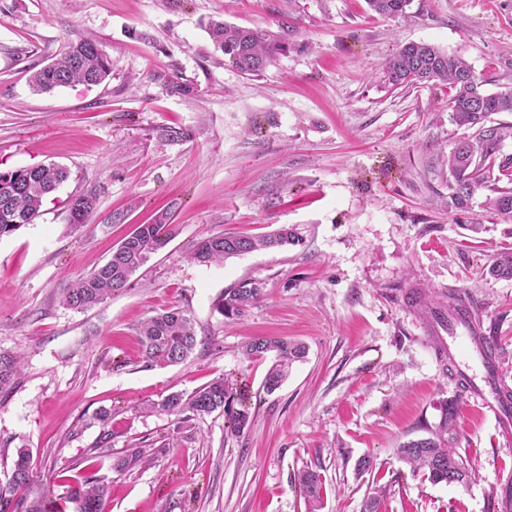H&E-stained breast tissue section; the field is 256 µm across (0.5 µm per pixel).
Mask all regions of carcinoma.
Masks as SVG:
<instances>
[{"label": "carcinoma", "instance_id": "cac0c4a2", "mask_svg": "<svg viewBox=\"0 0 512 512\" xmlns=\"http://www.w3.org/2000/svg\"><path fill=\"white\" fill-rule=\"evenodd\" d=\"M370 11L386 17L405 12L410 0H365ZM208 34L216 50L224 55V63L247 74H257L277 56L296 48V44L268 31L241 28L224 21H212ZM112 74V60L92 36L80 35L69 41L64 52L31 72L29 86L36 93L58 87L82 84L98 85ZM385 82L393 88L417 84H444L453 94L449 101L450 118L471 134L448 154V211L470 207L476 194L486 192L481 202L489 214L512 220V159L500 158L502 143L512 137V124L493 123L491 115L512 112V87L496 93L483 90L484 80L460 57L428 43L403 45L384 65ZM189 128L167 127L159 137L170 143L191 140ZM67 168L55 163L0 171V238L15 233L25 224H33L42 215L43 200L68 180ZM97 209L93 194H78L67 202L68 221L75 226L90 223ZM167 215H159L150 224H140L126 237L107 261L90 274L66 282L60 288L63 305L87 310L102 303L112 291L128 279L164 247L174 227L166 223ZM302 237L293 229L282 227L271 234L247 237L234 234L212 235L201 239L190 259L210 265L231 256L258 250L298 246ZM489 274L512 280V248L499 251L488 268ZM262 296L259 282L248 280L225 292L216 302L217 311L227 318L242 316ZM142 357L154 366H168L185 360L196 348L197 337L191 317L183 310L171 308L143 320L138 328ZM269 352L276 360L268 370L263 389H278L290 366L306 356V346L275 337H256L245 345L247 358H261ZM21 359L0 352V391L9 388L19 374ZM247 397L227 377H218L188 396L172 394L158 403H148L143 410H159L174 415L181 422L202 418L217 410L224 412L230 432L243 434L250 423ZM458 406L445 404L439 430L427 438L409 440L396 448L398 460L412 471H421L435 483L466 485L474 472L468 461L452 448L445 437L451 429ZM33 466L28 449L16 452L10 478V489L29 487L33 482ZM299 490L311 512L324 506L326 486L313 469L295 476ZM110 489L101 483L87 465L84 476L67 487L63 496L46 494L30 501L24 512H105Z\"/></svg>", "mask_w": 512, "mask_h": 512}]
</instances>
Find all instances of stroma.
<instances>
[{"label": "stroma", "mask_w": 512, "mask_h": 512, "mask_svg": "<svg viewBox=\"0 0 512 512\" xmlns=\"http://www.w3.org/2000/svg\"><path fill=\"white\" fill-rule=\"evenodd\" d=\"M289 35L296 44L259 74L225 65L209 21ZM82 33L112 60L102 84L33 92L31 70ZM424 42L464 59L496 92L512 86V0H411L385 18L365 0H0V169L58 163L67 182L36 223L0 238V352L23 367L0 392V489L18 448L32 455L29 496L61 495L86 462L111 488L106 512H308L294 476L325 480L322 512H499L512 487V427L462 396L458 366L428 330L430 310L459 292L497 345L512 389V281L490 277L512 223L480 206L448 212L451 122L440 84L391 89L386 60ZM179 80L192 96L170 95ZM168 126L192 140L158 137ZM93 193L90 224L66 221L70 196ZM124 223H111L113 213ZM168 213L175 232L127 283L86 311L62 305L64 282L91 273L137 225ZM483 225L473 233L471 225ZM297 228L303 245L209 266L187 254L210 235ZM263 295L241 317L214 304L241 281ZM187 310L198 344L181 363L148 366L137 328ZM255 336L304 343L279 389L275 360L247 359ZM228 377L250 404L231 435L223 411L178 424L143 403ZM459 403L453 447L474 467L465 486L434 484L394 450L431 436ZM110 411L107 428L93 415ZM133 448L145 460L116 462ZM374 468L358 469L362 458Z\"/></svg>", "instance_id": "obj_1"}]
</instances>
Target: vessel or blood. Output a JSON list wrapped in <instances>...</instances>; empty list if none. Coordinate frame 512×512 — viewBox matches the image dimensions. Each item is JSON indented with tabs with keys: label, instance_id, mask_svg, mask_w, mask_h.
Returning a JSON list of instances; mask_svg holds the SVG:
<instances>
[{
	"label": "vessel or blood",
	"instance_id": "b4317fda",
	"mask_svg": "<svg viewBox=\"0 0 512 512\" xmlns=\"http://www.w3.org/2000/svg\"><path fill=\"white\" fill-rule=\"evenodd\" d=\"M479 323V316L473 309L447 318L438 314L432 321L433 327H444L448 330L449 358L463 361L470 356H477L481 373L476 377L467 376L468 390L474 394H484L486 407L496 416L507 419L512 417V399L508 398L506 392L499 387L496 351L493 344L476 339L473 334L474 327Z\"/></svg>",
	"mask_w": 512,
	"mask_h": 512
}]
</instances>
